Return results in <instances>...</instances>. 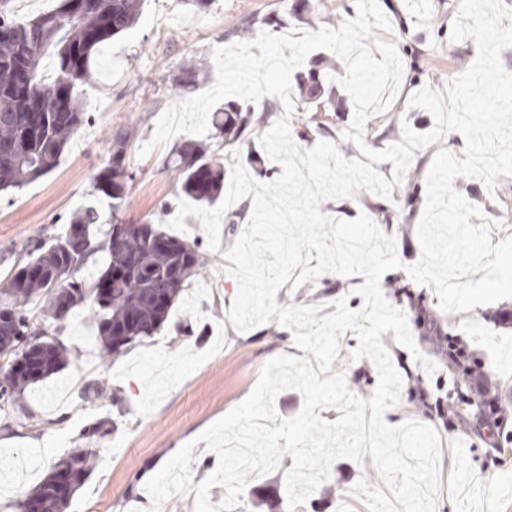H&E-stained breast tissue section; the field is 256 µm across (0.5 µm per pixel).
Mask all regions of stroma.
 Returning <instances> with one entry per match:
<instances>
[{"mask_svg": "<svg viewBox=\"0 0 512 512\" xmlns=\"http://www.w3.org/2000/svg\"><path fill=\"white\" fill-rule=\"evenodd\" d=\"M378 5L391 29L376 30L375 35L394 43L403 64L399 93L385 114L407 121L416 132H429L433 116L409 106V96L426 86L446 90L477 55L473 39H450L459 0H424L420 5L415 0H378ZM356 15V0H211L201 10L180 0H145L138 24L109 41L101 67L85 88L88 119L72 135L55 169L23 188L0 192V280L16 264L29 261L35 245L61 236L77 210L91 205L102 218H109V202L94 190L93 176L107 160L108 141L115 133L125 131L132 138L125 159L133 175L126 219L164 224L176 215L183 196L166 163L182 136L144 157L139 150L151 139L159 116L180 102V95L170 88V78L183 65L192 60L205 64L206 75L199 85L204 91L216 79L214 49L255 39L265 29L264 18L278 19L277 32L283 35L293 30L315 32L322 26L336 28ZM310 115L298 101L288 112L276 106L256 132L266 133L270 123L285 117L300 148L307 150L325 140L334 142L346 159L359 157L357 147L343 138L353 117L351 99L327 110L326 128L311 122ZM441 149L462 155L463 136L452 131L415 151L413 166L402 179L409 195L382 200L362 190L356 197L327 199L320 205L322 213L352 220L368 204L379 201L394 215L381 230L394 238L402 266L384 274L380 287L386 300L405 313L420 354L412 356L398 346L393 332L381 336L402 378L400 401L384 415L392 426L409 420L438 424L436 415L420 408L418 397L422 389L434 387L437 377L447 375L448 348L427 338L417 320L422 309L436 314L444 331L464 337L477 357L485 360L502 407L512 410V364L503 360L504 349L512 347V298L448 314L441 311L432 286L411 284L407 296L392 289L404 277L405 266L420 258L416 227L426 204L425 172ZM453 186L480 210L479 216L471 217V224L491 223L492 242L512 235V177H498L491 190L472 177L456 178ZM185 224L181 237L196 245L206 266L186 283L154 336L112 360L102 357L96 325L86 308H76L65 320L48 325L49 336L66 348L68 361L59 372L25 391L21 409L12 413L18 428L0 429V456L37 449L43 459L21 485H11L9 477L0 474V512L40 483L75 448H95L99 454L69 512H148L146 481L189 442L195 445L194 482L210 475L217 456L199 442V434L250 394L267 361L297 355L291 331L277 322L239 332L227 316L238 286L224 272L223 254L242 234L243 224H221L216 252L209 248L198 218L186 217ZM364 282L361 275L328 272L299 287L285 284L276 301L282 306H320L329 315L336 311L335 301L343 298L349 309L357 310L363 299L355 289ZM340 344L333 371L344 374L355 395L370 398L378 383L375 366L365 358L350 360V352L358 345L353 331H346ZM424 357L437 364L436 375L426 373L420 363ZM99 383L108 387L107 395L94 396ZM451 448L441 461L447 477L436 495V512H512V451L496 455L484 441L464 431L455 433ZM292 465L287 454L279 470L249 474L239 512H269L273 501L280 502V512H368L354 493L356 485L362 481L375 488L383 485L371 456L359 463L340 458L333 462L328 479L292 511L286 505L285 487V472Z\"/></svg>", "mask_w": 512, "mask_h": 512, "instance_id": "obj_1", "label": "stroma"}]
</instances>
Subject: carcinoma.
I'll return each instance as SVG.
<instances>
[{"instance_id": "cac0c4a2", "label": "carcinoma", "mask_w": 512, "mask_h": 512, "mask_svg": "<svg viewBox=\"0 0 512 512\" xmlns=\"http://www.w3.org/2000/svg\"><path fill=\"white\" fill-rule=\"evenodd\" d=\"M143 0H60L57 9L40 13L25 24L10 10L0 11V190L21 188L50 173L58 164L70 136L83 123L86 102L77 87L91 79V69L102 46L139 21ZM55 58V75L46 78L45 56ZM202 67L183 66L171 86L181 91L195 86ZM335 66L311 68L296 81L301 102L315 109L312 119L336 100ZM257 109L249 103L228 101L211 116L217 145L236 144L253 127L265 123L270 102ZM130 134L109 139L108 160L94 175V189L112 200V215L126 210L131 175L123 165ZM168 171L181 192L193 201L212 206L224 192V157L197 140L182 142ZM92 208L73 214L67 230L49 245L36 249L26 264L11 272L0 288V398L16 401L26 388L58 372L67 352L45 325L62 321L76 307L85 306L98 323L97 341L105 357L122 354L135 342L152 336L168 319L185 283L199 276L205 262L194 245L168 235L153 222L115 220L98 229ZM107 254L106 266L88 288L73 278L96 251ZM42 268L47 275L27 271ZM39 334L33 356L35 372L13 366L27 347L24 336ZM95 448H77L63 457L44 480L25 497L8 504L26 512L38 503L41 512H67L84 484ZM72 477L68 492L57 488V477Z\"/></svg>"}]
</instances>
